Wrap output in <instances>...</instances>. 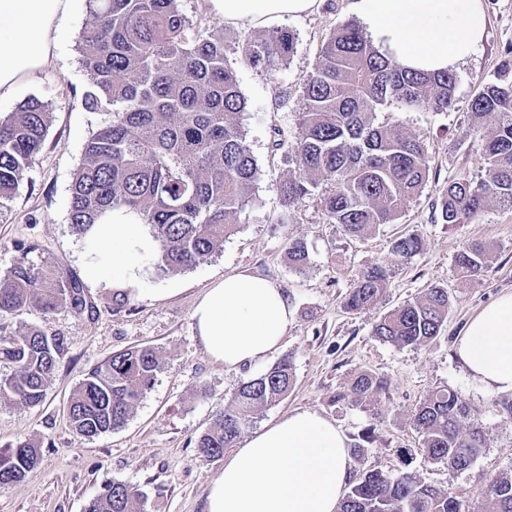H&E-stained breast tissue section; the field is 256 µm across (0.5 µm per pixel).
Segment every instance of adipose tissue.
Masks as SVG:
<instances>
[{
	"label": "adipose tissue",
	"instance_id": "obj_1",
	"mask_svg": "<svg viewBox=\"0 0 512 512\" xmlns=\"http://www.w3.org/2000/svg\"><path fill=\"white\" fill-rule=\"evenodd\" d=\"M236 27H262L315 12L321 0H208ZM373 44L401 67L450 70L476 53L487 18L481 0H355ZM77 0H0V100L49 65L59 31ZM85 278L136 284L140 259L156 242L124 210L104 214L86 237ZM193 320L207 355L225 370L276 351L293 320L282 291L267 278L236 273L207 288ZM457 352L472 378L492 393L512 392V293L469 323ZM347 439L335 423L299 411L262 426L224 459L207 491L206 512H338L351 477Z\"/></svg>",
	"mask_w": 512,
	"mask_h": 512
}]
</instances>
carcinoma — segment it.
<instances>
[{
    "mask_svg": "<svg viewBox=\"0 0 512 512\" xmlns=\"http://www.w3.org/2000/svg\"><path fill=\"white\" fill-rule=\"evenodd\" d=\"M89 17L79 35L86 72L80 105L101 117L85 143L71 188L69 220L81 235L107 210L124 209L150 227L157 242L159 274L191 268L224 245L252 198L257 164L235 115L245 108L235 71L224 56V33L201 36L183 11V0H88ZM294 36L286 29L249 40L244 57L273 76L290 58ZM512 65L483 86L468 110L472 134L484 142L485 177L448 182L440 203L444 224L478 219L497 204L512 209ZM457 77L450 71L421 72L391 63L352 20L340 23L321 46L303 80V106L292 147L296 170L281 185L282 203L295 206L325 186L321 209L332 224L363 238L395 223L420 194L430 173L425 144L397 125L377 122L394 105L403 112H446L456 103ZM495 117L486 127L482 119ZM51 119L48 105L31 98L0 118V209L10 202L24 172L41 151ZM416 234L391 242L408 261L421 250ZM296 270L308 263L300 240L288 241ZM488 251L467 243L455 257L462 278L482 272ZM389 270L373 265L358 273L345 299L349 311L383 299ZM85 310L82 283L24 260L0 275V319L34 306L48 314L61 306ZM448 289L431 287L385 314L374 336L397 347L425 346L448 319ZM67 345L30 327L0 336V402L37 405L45 397ZM161 368L155 348L142 346L112 355L89 372L69 405L74 430L87 437L121 427ZM294 381L283 359L240 384L213 425L197 440L199 456L215 459L235 447L255 412L283 400ZM388 380L361 372L338 400L355 405L384 394ZM413 425L429 461L453 471L471 467L485 447L484 424L471 416L458 393L431 392L418 406ZM31 441L0 449V484L25 479L39 463ZM86 512H144L141 492L114 483L91 500ZM339 512H512V476L489 481L474 507L406 473L391 479L378 471L359 476Z\"/></svg>",
    "mask_w": 512,
    "mask_h": 512,
    "instance_id": "1",
    "label": "carcinoma"
}]
</instances>
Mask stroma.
Listing matches in <instances>:
<instances>
[{"instance_id": "stroma-1", "label": "stroma", "mask_w": 512, "mask_h": 512, "mask_svg": "<svg viewBox=\"0 0 512 512\" xmlns=\"http://www.w3.org/2000/svg\"><path fill=\"white\" fill-rule=\"evenodd\" d=\"M483 2L487 26L481 50L455 69L456 109L390 108L379 113V122L399 125L405 135L425 143L431 171L396 223L360 239L328 223L317 195L305 197L289 218L280 202V186L295 170L291 145L298 134L303 78L333 29L355 19L353 0H323L315 13L276 21V28L293 31L295 49L273 77L252 67L242 52L257 29L224 24L211 14L207 0H184L198 33L224 34L227 63L246 99L236 120L257 162L253 200L221 250L191 269L158 274L153 253L141 261L136 295L109 281L88 283L84 313L63 307L46 316L30 307L0 322V332L6 334L32 326L67 343L40 404L0 405V448L24 438L41 447L34 472L23 481L0 485V512H86L89 502L113 482L138 489L145 512H205L208 485L224 461L201 458L198 437L242 382L285 357L294 368L290 393L256 412L243 436L303 410L335 422L351 443L369 427L373 440L363 456L353 457V475L367 469L393 478L410 473L427 485L452 491L467 504L490 479L512 471V422L500 416L496 394L472 380L456 352L470 319L512 291V209L493 206L479 219L455 225L441 223L438 216L449 181L485 174L483 145L470 131L467 106L512 57V0ZM87 18L86 11H79L59 33L50 65L0 101V117L32 97L47 103L51 112L42 150L7 209L0 211V272L22 257L37 267L83 275L84 239L71 226L68 210L83 146L100 122L79 103L86 75L76 44ZM278 137L283 140L279 146L274 143ZM411 233L420 237L422 250L404 263L392 254L390 242ZM292 239L304 241L309 252V262L300 271L288 261ZM470 241L487 247L488 262L480 275L464 279L456 272L455 256ZM374 264L392 271L384 300L348 311L344 297L353 279ZM235 273L270 279L293 309L282 346L263 362L236 372L209 358L192 319L206 288ZM432 286L447 288L451 304L447 323L430 345L399 348L374 336L384 314ZM143 345L159 352L162 368L133 413L116 430L93 438L77 434L69 423L68 405L81 380L113 353ZM364 371L387 378L386 393L363 406L340 400L353 375ZM444 386L455 390L488 428L485 448L462 472L425 460L412 424L417 406Z\"/></svg>"}]
</instances>
